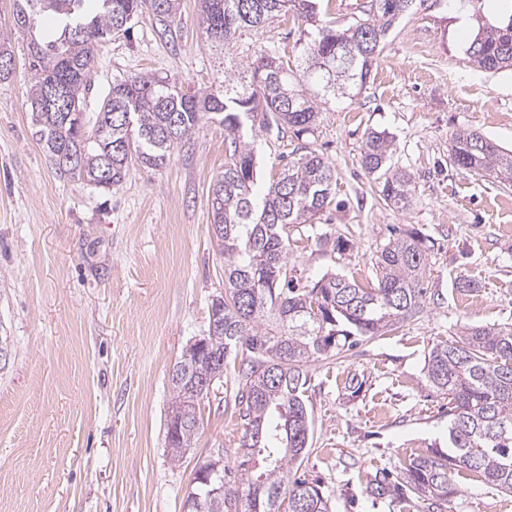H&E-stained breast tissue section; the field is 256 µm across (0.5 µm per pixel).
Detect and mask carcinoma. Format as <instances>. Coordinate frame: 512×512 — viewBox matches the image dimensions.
Here are the masks:
<instances>
[{"mask_svg":"<svg viewBox=\"0 0 512 512\" xmlns=\"http://www.w3.org/2000/svg\"><path fill=\"white\" fill-rule=\"evenodd\" d=\"M200 23L224 55V82L203 93H184L165 77L116 78L94 120L83 115L100 42L127 33L134 16L153 15L164 29L176 21L179 0H14L12 28L0 31V58L14 57L13 38H27L26 103L33 137L55 170L67 178L112 188L136 164H166L178 144L191 139L204 119L220 118L232 152L211 192L213 232L224 255V308L215 335L224 365L194 346L181 354L171 376V412L183 411L175 433H166L171 454L192 447L200 407L189 405L201 380L219 377L216 389L233 395L242 431L233 465L194 479L186 512H328L319 485L299 478L310 448L311 420L305 402L311 363L381 336L423 310L427 289L423 240L397 237L377 256L375 283L362 288L326 274L302 288L288 275V227L306 224L335 195V166L307 151L291 159L261 198L253 146L243 141V120L262 117V127L295 134L313 130L318 99L362 89L390 30L429 0H376V12L347 28L318 18V0H199ZM294 13L310 25L301 65L316 80L309 93L289 63L261 53L241 71L230 57L236 33L260 30ZM51 16L54 33L37 35ZM465 55L486 71L512 69V17L499 26H478ZM393 138L366 133L360 164L381 179L382 199L406 208L411 176L387 167ZM453 165L512 181V151L463 128L450 141ZM428 382L448 395V452L437 449L409 460L397 483L378 481L372 491H406L439 509L456 495L452 475L464 468L512 492V324L464 326L435 345L424 365Z\"/></svg>","mask_w":512,"mask_h":512,"instance_id":"obj_1","label":"carcinoma"}]
</instances>
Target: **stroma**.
I'll list each match as a JSON object with an SVG mask.
<instances>
[{
	"instance_id": "35a3bbf8",
	"label": "stroma",
	"mask_w": 512,
	"mask_h": 512,
	"mask_svg": "<svg viewBox=\"0 0 512 512\" xmlns=\"http://www.w3.org/2000/svg\"><path fill=\"white\" fill-rule=\"evenodd\" d=\"M512 17V0H440L389 33L356 97L320 102L312 133L254 127L257 190L303 150L335 166V205L288 232V268L305 285L333 272L375 278L390 238L415 232L427 248L423 311L353 350L309 368L312 445L301 467L320 480L329 512H423L416 499L379 497L409 459L447 448L449 405L429 384L425 359L460 326L512 323V182L453 166L450 137L462 128L512 150V71L469 63L478 21ZM305 23L279 17L239 33V67L255 53L298 64ZM176 33L152 15L113 35L96 56L87 113L113 79L169 78L186 92L218 87L222 57L181 0ZM25 43L0 82V512H183L199 467L216 449L232 462L241 421L235 407L203 404L194 447L172 460L166 416L171 371L185 346L207 335L224 293V257L211 227V187L224 170V126L207 119L157 169L132 167L102 189L61 177L31 133L25 105ZM390 133L392 168L411 174L410 206L386 204L359 158L368 130ZM476 282L457 289L459 279ZM358 377V393L347 388ZM447 512H512V494L456 471Z\"/></svg>"
}]
</instances>
